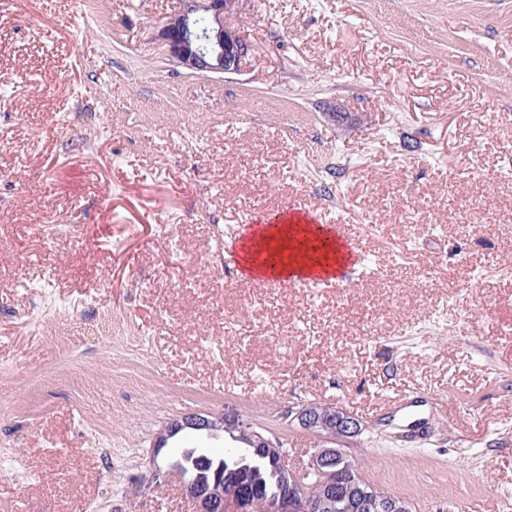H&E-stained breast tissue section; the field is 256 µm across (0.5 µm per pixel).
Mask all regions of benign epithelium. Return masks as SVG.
I'll return each instance as SVG.
<instances>
[{"instance_id":"obj_1","label":"benign epithelium","mask_w":512,"mask_h":512,"mask_svg":"<svg viewBox=\"0 0 512 512\" xmlns=\"http://www.w3.org/2000/svg\"><path fill=\"white\" fill-rule=\"evenodd\" d=\"M238 0H177V7L159 27L156 37L166 47L169 61L191 74L208 76L235 73L251 51V44L237 31L224 24V18L236 11ZM300 429L316 434L322 445L315 449L305 473L321 480L323 493L318 499L307 497L303 482L289 467L283 442H272L244 422L232 423L211 413H189L168 422L165 434L155 438L161 451L167 439L182 429H193L206 436L218 437L227 428L237 431L235 439H248L253 457L283 471L288 490L272 501L269 512H328L332 508L331 478L336 462L343 455L336 440L352 438L363 431L359 419L334 406L306 404L290 414ZM183 495L192 512H249L252 495L244 485L224 488V465H219L209 480L182 483ZM378 512H410L409 504L396 498L375 496Z\"/></svg>"}]
</instances>
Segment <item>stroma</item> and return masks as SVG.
I'll use <instances>...</instances> for the list:
<instances>
[{
    "mask_svg": "<svg viewBox=\"0 0 512 512\" xmlns=\"http://www.w3.org/2000/svg\"><path fill=\"white\" fill-rule=\"evenodd\" d=\"M176 2L0 0V512H191L159 429L244 419L298 468L308 402L413 512H512V0H241L211 77L155 37ZM297 203L359 235L339 287L238 272ZM409 391L449 413L412 440Z\"/></svg>",
    "mask_w": 512,
    "mask_h": 512,
    "instance_id": "35a3bbf8",
    "label": "stroma"
}]
</instances>
